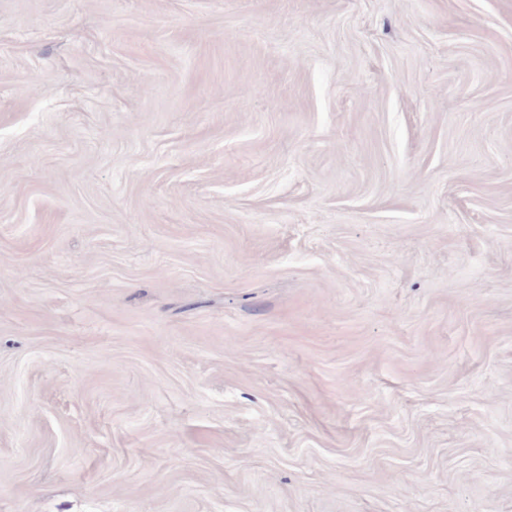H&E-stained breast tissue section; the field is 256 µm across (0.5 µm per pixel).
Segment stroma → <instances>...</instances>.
I'll return each mask as SVG.
<instances>
[{"mask_svg":"<svg viewBox=\"0 0 512 512\" xmlns=\"http://www.w3.org/2000/svg\"><path fill=\"white\" fill-rule=\"evenodd\" d=\"M0 512H512V0H0Z\"/></svg>","mask_w":512,"mask_h":512,"instance_id":"stroma-1","label":"stroma"}]
</instances>
